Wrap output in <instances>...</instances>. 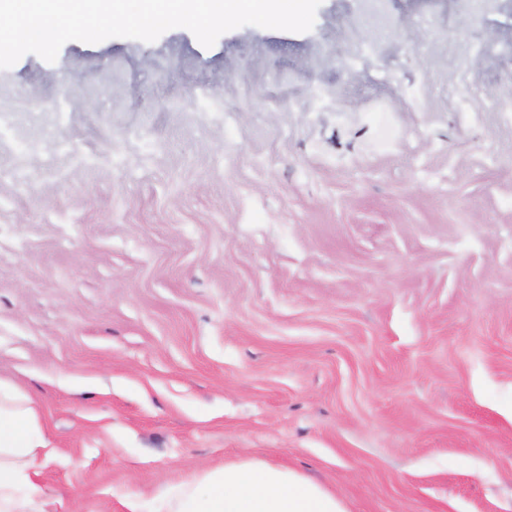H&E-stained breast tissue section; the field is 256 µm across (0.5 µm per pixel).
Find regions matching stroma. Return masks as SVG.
Masks as SVG:
<instances>
[{
  "label": "stroma",
  "instance_id": "1",
  "mask_svg": "<svg viewBox=\"0 0 512 512\" xmlns=\"http://www.w3.org/2000/svg\"><path fill=\"white\" fill-rule=\"evenodd\" d=\"M0 377L126 512L260 459L348 512H512V0L0 70Z\"/></svg>",
  "mask_w": 512,
  "mask_h": 512
}]
</instances>
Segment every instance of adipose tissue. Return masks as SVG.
I'll use <instances>...</instances> for the list:
<instances>
[{"label":"adipose tissue","instance_id":"adipose-tissue-1","mask_svg":"<svg viewBox=\"0 0 512 512\" xmlns=\"http://www.w3.org/2000/svg\"><path fill=\"white\" fill-rule=\"evenodd\" d=\"M48 442L32 399L0 378V512H47L39 483ZM127 512H346L342 500L298 472L262 460L201 468Z\"/></svg>","mask_w":512,"mask_h":512}]
</instances>
